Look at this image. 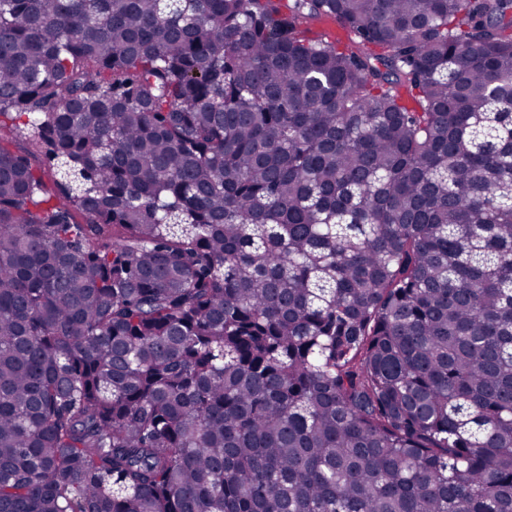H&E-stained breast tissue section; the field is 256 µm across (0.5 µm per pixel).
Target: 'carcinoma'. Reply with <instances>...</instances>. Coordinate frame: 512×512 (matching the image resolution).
I'll use <instances>...</instances> for the list:
<instances>
[{"label":"carcinoma","instance_id":"obj_1","mask_svg":"<svg viewBox=\"0 0 512 512\" xmlns=\"http://www.w3.org/2000/svg\"><path fill=\"white\" fill-rule=\"evenodd\" d=\"M280 2L0 0V512H512V0ZM327 20L325 21H322V22H312V23H309L308 24V31L306 33L307 36L309 37H317V36H320L322 35L323 37L329 39V40H336V39H331L329 37L332 36L331 34V28L332 27H336V36L338 37H341V38H345L346 36V39L345 40H342L341 42L343 43H346L348 41V39L350 37H352L353 35L348 31L347 28H345L340 22H338L336 19L334 18H328V21L327 23L324 25V23L326 22ZM347 31V32H346Z\"/></svg>","mask_w":512,"mask_h":512}]
</instances>
